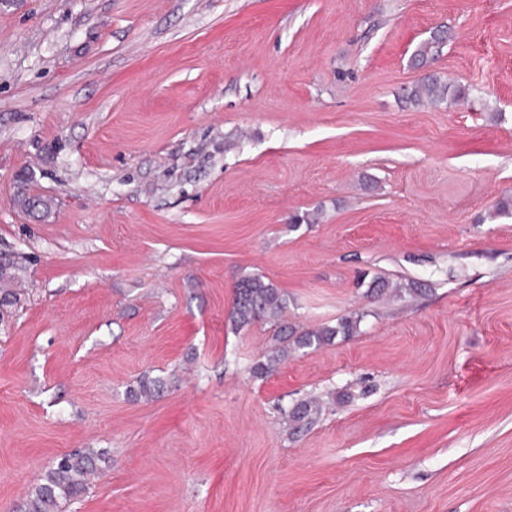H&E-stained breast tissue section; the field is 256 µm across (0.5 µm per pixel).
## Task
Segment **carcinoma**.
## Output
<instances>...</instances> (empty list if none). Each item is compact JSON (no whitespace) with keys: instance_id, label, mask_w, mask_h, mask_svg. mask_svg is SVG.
<instances>
[{"instance_id":"cac0c4a2","label":"carcinoma","mask_w":512,"mask_h":512,"mask_svg":"<svg viewBox=\"0 0 512 512\" xmlns=\"http://www.w3.org/2000/svg\"><path fill=\"white\" fill-rule=\"evenodd\" d=\"M447 38V32L439 30L430 39L423 41L415 50L411 64L417 69L424 68L433 52ZM467 89L463 86H451L441 76L428 73L412 85L402 89V100L412 106H440L448 99L458 101L465 98ZM19 206L28 213L47 210L46 200L29 195L17 199ZM17 263L0 266V304L16 302L11 284L16 279ZM287 309V297L273 283L259 274L242 278L236 285L234 301L228 315L232 328L240 331L255 323H270L277 326L276 344L263 359L252 367L256 376L274 373L291 352L317 350L335 342L337 336H351L356 331L361 317L358 315L343 318L337 325H323L313 329L297 330L282 320ZM167 388L160 377H143L137 386L130 390L136 399L156 398ZM320 405L315 401H303L285 412L289 424L295 430L310 428L319 418ZM105 453L92 448L74 452L61 457L48 471L43 482L32 492L27 500V512H64V505L80 497L87 489L88 476L108 464Z\"/></svg>"}]
</instances>
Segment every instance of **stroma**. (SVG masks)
Here are the masks:
<instances>
[{"mask_svg": "<svg viewBox=\"0 0 512 512\" xmlns=\"http://www.w3.org/2000/svg\"><path fill=\"white\" fill-rule=\"evenodd\" d=\"M439 28L467 97L406 105ZM510 197L512 0L0 4V512L83 448L67 512H512ZM255 273L358 331L253 377ZM447 38V32L444 30H438L436 33H433L430 39L423 41L419 47L415 50L412 58L411 64L413 67L417 69L424 68L430 56H432L433 52L439 48V45L443 43ZM166 388V381L160 377H143L137 382L136 388L130 389L129 392L131 397L135 399L156 398L160 396ZM321 407L316 401H303L288 411L284 410L289 424L294 430L310 428L319 418Z\"/></svg>", "mask_w": 512, "mask_h": 512, "instance_id": "1", "label": "stroma"}]
</instances>
